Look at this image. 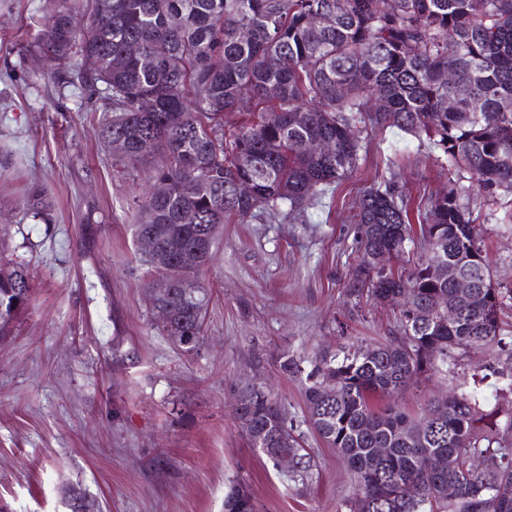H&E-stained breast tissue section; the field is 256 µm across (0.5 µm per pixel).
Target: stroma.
Wrapping results in <instances>:
<instances>
[{
  "instance_id": "obj_1",
  "label": "stroma",
  "mask_w": 512,
  "mask_h": 512,
  "mask_svg": "<svg viewBox=\"0 0 512 512\" xmlns=\"http://www.w3.org/2000/svg\"><path fill=\"white\" fill-rule=\"evenodd\" d=\"M34 12L48 15L47 0H0V151L13 156L0 168V259L25 264L34 288L0 336V512H70L72 489L99 512H224L238 483L256 512H349L350 472L304 423V375L281 365L398 335L396 307L348 293L356 203L392 179L424 214L448 189L443 158L409 134L379 132L363 138L352 176L302 214L225 224L204 274V338L183 353L156 327L131 234L151 166L99 139L103 100L24 62ZM35 186L48 194L49 223L26 214ZM463 200L486 218L494 283L511 287L512 197L493 204L468 189ZM492 365L478 392L510 409L512 352ZM252 386L301 432L304 479L287 480L249 446L231 410Z\"/></svg>"
}]
</instances>
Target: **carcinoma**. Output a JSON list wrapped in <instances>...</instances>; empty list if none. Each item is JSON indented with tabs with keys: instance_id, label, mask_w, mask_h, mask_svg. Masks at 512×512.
Segmentation results:
<instances>
[{
	"instance_id": "carcinoma-1",
	"label": "carcinoma",
	"mask_w": 512,
	"mask_h": 512,
	"mask_svg": "<svg viewBox=\"0 0 512 512\" xmlns=\"http://www.w3.org/2000/svg\"><path fill=\"white\" fill-rule=\"evenodd\" d=\"M51 2L50 19L33 20L28 56L57 87L77 79L105 102L112 116L98 133L119 154L152 159L145 219L132 237L150 276L171 280L159 327L186 353L202 338L209 290L200 271L157 268L151 258H174L177 244L211 250L230 219L304 209L351 176L363 131L415 135L488 200L512 194V0ZM82 10L88 27L73 25ZM226 112L242 117L229 133ZM313 139L333 152H309ZM242 182L252 195L238 194ZM48 208L44 190L28 193L33 219L49 222ZM355 217L361 260L350 292L399 301L401 333L319 353L306 374L305 423L346 461L350 512H512V495L500 494L512 490V448L499 441L512 432V411L480 401L487 366H473L420 413L399 402L422 381L450 375L458 354L491 360L512 346L500 318L512 289L492 283L481 225L453 187L431 199L416 230L393 181L369 188ZM417 241L422 252L409 269L380 265ZM463 276L472 288L462 298ZM31 299L25 266L1 262L0 335ZM235 415L273 464L292 459L287 478L308 474L300 435L264 389L242 394ZM475 457L484 471H472ZM224 512H255L246 488L228 491Z\"/></svg>"
}]
</instances>
